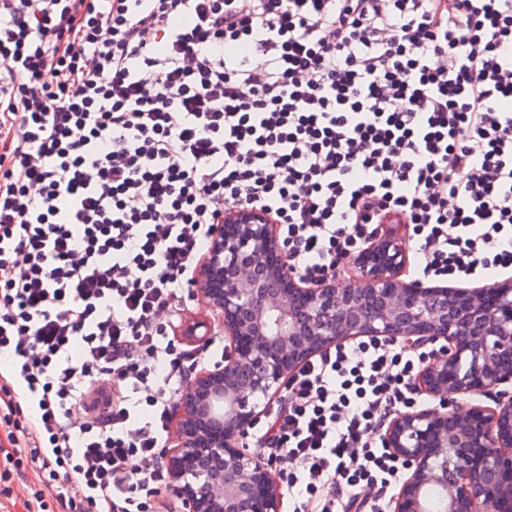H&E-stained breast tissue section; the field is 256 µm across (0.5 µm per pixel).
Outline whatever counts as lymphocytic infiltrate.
<instances>
[{
  "instance_id": "1",
  "label": "lymphocytic infiltrate",
  "mask_w": 512,
  "mask_h": 512,
  "mask_svg": "<svg viewBox=\"0 0 512 512\" xmlns=\"http://www.w3.org/2000/svg\"><path fill=\"white\" fill-rule=\"evenodd\" d=\"M255 209L337 277L385 225L411 277L512 268V0H0V447L27 512H155L174 328L214 225ZM427 353L303 364L257 432L292 512H387L375 431Z\"/></svg>"
}]
</instances>
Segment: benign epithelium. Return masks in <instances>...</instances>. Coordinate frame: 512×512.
I'll list each match as a JSON object with an SVG mask.
<instances>
[{
  "mask_svg": "<svg viewBox=\"0 0 512 512\" xmlns=\"http://www.w3.org/2000/svg\"><path fill=\"white\" fill-rule=\"evenodd\" d=\"M393 234L363 250L360 282L338 288L289 268L276 225L239 210L216 225L195 287L224 326V365L205 369L179 403L165 462L186 512H282L278 475L243 443L264 407L310 358L361 336L439 345L416 378L432 409L398 413L382 440L406 475L391 512H512V282L475 288L405 280ZM452 395L492 396L465 411Z\"/></svg>",
  "mask_w": 512,
  "mask_h": 512,
  "instance_id": "obj_1",
  "label": "benign epithelium"
}]
</instances>
